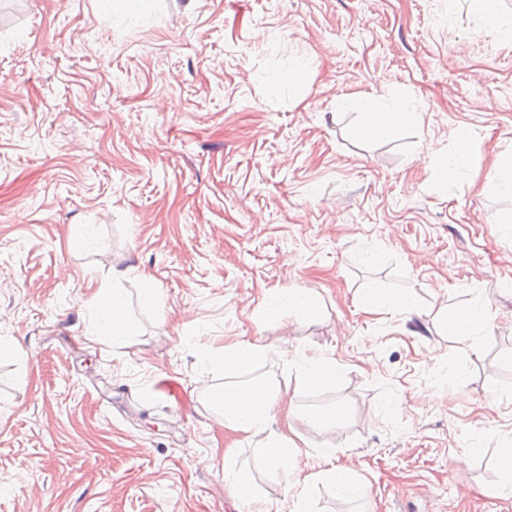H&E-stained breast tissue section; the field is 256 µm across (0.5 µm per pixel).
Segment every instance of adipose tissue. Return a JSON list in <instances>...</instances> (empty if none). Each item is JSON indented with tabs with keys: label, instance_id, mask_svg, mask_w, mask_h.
Wrapping results in <instances>:
<instances>
[{
	"label": "adipose tissue",
	"instance_id": "adipose-tissue-1",
	"mask_svg": "<svg viewBox=\"0 0 512 512\" xmlns=\"http://www.w3.org/2000/svg\"><path fill=\"white\" fill-rule=\"evenodd\" d=\"M357 111L356 132L369 138L382 130L419 124L420 113L381 107L371 96L364 95L354 102ZM103 315L96 335L97 342L106 339H125L131 332L127 315V296L124 290L100 289L93 298ZM319 308V297L309 288H289L271 293L264 305L265 318L274 320L285 311L302 315L314 314ZM270 348L260 341L245 340L224 349V373L235 377V384L218 391L215 402L227 430L252 436L267 433L266 456L279 470L282 479H289L293 471L296 445L283 434L273 430L278 393L273 384L262 377H250V370L265 362Z\"/></svg>",
	"mask_w": 512,
	"mask_h": 512
}]
</instances>
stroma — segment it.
<instances>
[{"label":"stroma","instance_id":"obj_1","mask_svg":"<svg viewBox=\"0 0 512 512\" xmlns=\"http://www.w3.org/2000/svg\"><path fill=\"white\" fill-rule=\"evenodd\" d=\"M361 94L422 120L359 138ZM511 150L512 43L470 0H0V512H237L229 451L297 512L213 401L225 346L257 338L316 512H512ZM112 287L134 334L102 344ZM281 288L316 314L264 319ZM404 292L416 312L358 303ZM475 299L473 344L446 321ZM280 348L335 382L300 386ZM334 406L338 427L305 419ZM330 466L363 498L316 483ZM298 383L308 388L332 384L336 379V364L321 355L302 358L298 365ZM498 467L503 476L497 492L503 497L512 496V448H503L498 457Z\"/></svg>","mask_w":512,"mask_h":512}]
</instances>
